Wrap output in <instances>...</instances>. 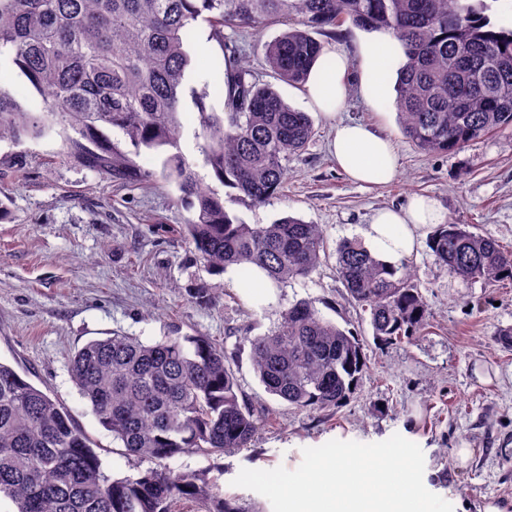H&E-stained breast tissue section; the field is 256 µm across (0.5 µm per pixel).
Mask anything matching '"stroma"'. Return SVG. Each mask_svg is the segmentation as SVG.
<instances>
[{
  "instance_id": "obj_1",
  "label": "stroma",
  "mask_w": 512,
  "mask_h": 512,
  "mask_svg": "<svg viewBox=\"0 0 512 512\" xmlns=\"http://www.w3.org/2000/svg\"><path fill=\"white\" fill-rule=\"evenodd\" d=\"M225 29L238 58L257 83L274 87L309 112L314 136L288 160L280 194L255 206L220 188L230 215L246 224H269L291 215L321 225L328 246L361 238L372 214L415 194L436 198L449 220L471 225L512 250V130L488 134L457 152L428 154L404 139L393 100L375 104L359 92L361 70L347 76L349 93L340 117L388 136L399 157L397 177L385 185L349 181L330 151L335 121L310 109L303 90L266 65L264 44L279 33ZM197 21L188 49L181 98V147L193 169L213 184L196 144L198 110L192 90L208 89L214 110L223 102V53ZM52 134L0 141V200L10 210L0 222V362L11 365L66 408L99 454L105 473L137 476L147 460L124 454L96 420L71 379L70 358L88 341L115 333L151 342L179 331L222 346L240 391L263 421L251 447L206 458L169 459L175 470H222L225 497L272 512L262 495L233 486L241 469L297 468L302 451L337 439L381 442L393 434L418 444L425 458V487L454 512H512V349L497 331L512 327V281L493 286L465 282L434 259L428 245L407 257L425 297L429 319L412 342L375 343L369 317L347 300L327 260L307 277L281 285L273 301L251 304L237 270L207 274L196 264L179 227L190 212L175 184L163 178L164 156L144 152L137 162L151 182L128 187L61 156ZM206 284L213 297L200 306L190 288ZM315 301L322 315L357 333L365 345L366 374L342 407L326 412L289 407L266 393L249 356L250 337L268 331L290 304ZM468 449L461 458L459 449Z\"/></svg>"
}]
</instances>
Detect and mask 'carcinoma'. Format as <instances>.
Returning <instances> with one entry per match:
<instances>
[{
  "mask_svg": "<svg viewBox=\"0 0 512 512\" xmlns=\"http://www.w3.org/2000/svg\"><path fill=\"white\" fill-rule=\"evenodd\" d=\"M486 10L484 0H0V72H17L42 102L34 111L0 88V141L54 131L62 156L128 184L153 176L135 161L141 150L162 151L165 178L191 212L183 236L210 275L257 267L278 286L333 255L347 298L369 313L374 340L409 341L425 329L428 307L404 262L385 261L356 239L330 254L321 226L292 216L244 224L186 162L180 103L188 39L200 18L221 45L226 27L283 24L265 45V63L300 86L323 54L314 33L346 21L388 31L405 57L395 99L402 134L425 153H448L512 130V29H493ZM223 64L222 113L208 110L207 91L197 97L199 149L218 182L265 204L278 194L288 158L312 138L313 121L256 83L235 50L223 54ZM111 129L132 149L111 138ZM429 249L452 277L512 280V252L467 224L438 225ZM249 343L265 391L296 409L339 408L367 370L362 340L311 301L289 306ZM70 373L127 454L157 465L136 478L106 475L68 411L0 362V493L17 512H173L180 501L203 512H247L224 498L209 471L164 465L183 454L248 448L258 434V415L241 396L229 357L209 337L147 343L114 333L78 349Z\"/></svg>",
  "mask_w": 512,
  "mask_h": 512,
  "instance_id": "carcinoma-1",
  "label": "carcinoma"
}]
</instances>
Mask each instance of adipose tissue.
Wrapping results in <instances>:
<instances>
[{"instance_id":"adipose-tissue-1","label":"adipose tissue","mask_w":512,"mask_h":512,"mask_svg":"<svg viewBox=\"0 0 512 512\" xmlns=\"http://www.w3.org/2000/svg\"><path fill=\"white\" fill-rule=\"evenodd\" d=\"M398 51V42L384 32L364 46L360 89L366 98L375 102L387 98L388 78ZM350 68L351 59L341 50L318 59L305 83L309 103L335 117L348 93L346 76ZM332 147L337 166L353 181L384 185L398 174L397 156L389 138L365 125L338 121ZM445 221V213L436 199L414 195L401 206L378 210L364 236L377 255L396 261L416 251L425 226Z\"/></svg>"}]
</instances>
